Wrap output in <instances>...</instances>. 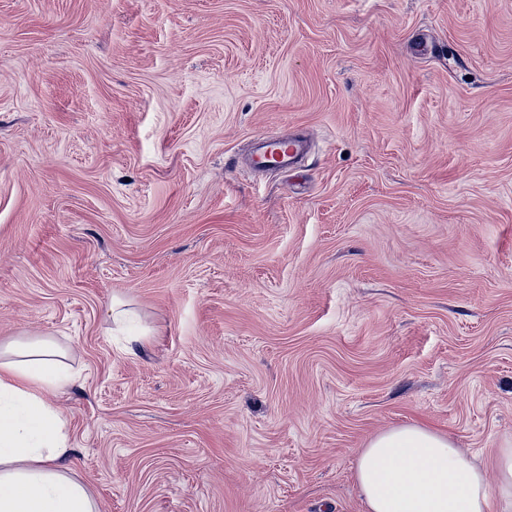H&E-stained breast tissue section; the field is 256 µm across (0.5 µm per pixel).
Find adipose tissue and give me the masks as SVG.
Wrapping results in <instances>:
<instances>
[{
	"label": "adipose tissue",
	"mask_w": 512,
	"mask_h": 512,
	"mask_svg": "<svg viewBox=\"0 0 512 512\" xmlns=\"http://www.w3.org/2000/svg\"><path fill=\"white\" fill-rule=\"evenodd\" d=\"M66 357L51 338L0 344V512H98L66 465L72 444L53 401L74 381ZM355 477L366 512H512V448L493 485L451 436L416 423L374 435Z\"/></svg>",
	"instance_id": "adipose-tissue-1"
}]
</instances>
